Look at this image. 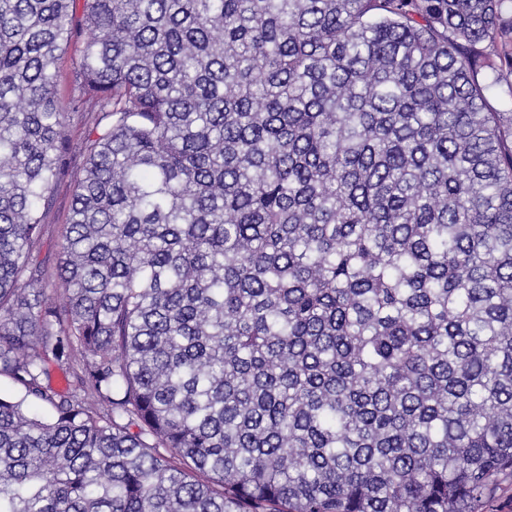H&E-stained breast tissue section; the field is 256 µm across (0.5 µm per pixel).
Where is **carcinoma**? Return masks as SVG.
Segmentation results:
<instances>
[{"instance_id": "obj_1", "label": "carcinoma", "mask_w": 512, "mask_h": 512, "mask_svg": "<svg viewBox=\"0 0 512 512\" xmlns=\"http://www.w3.org/2000/svg\"><path fill=\"white\" fill-rule=\"evenodd\" d=\"M511 1L0 0V512H479ZM81 43L71 44L61 56L57 64L58 80L57 90L62 103L65 105L69 95L70 87L75 79V60L79 54ZM83 164V158L78 153L72 158L71 177L58 183L54 191L52 208L43 217L45 224V245L39 256V260L52 269L56 266L60 246L63 242L64 227L70 215L73 199V183L78 169Z\"/></svg>"}]
</instances>
